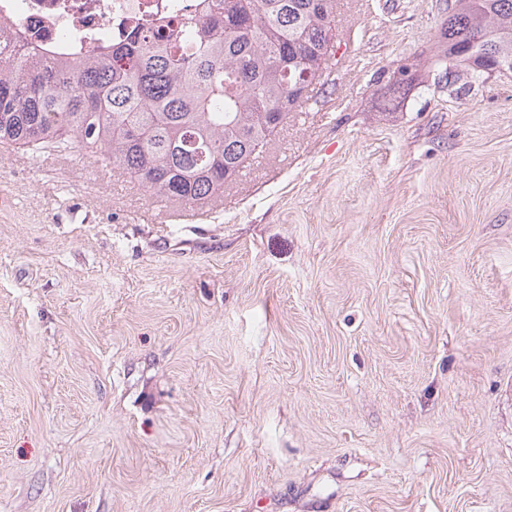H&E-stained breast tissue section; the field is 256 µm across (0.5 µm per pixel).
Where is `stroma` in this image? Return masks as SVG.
Listing matches in <instances>:
<instances>
[{
  "label": "stroma",
  "instance_id": "obj_1",
  "mask_svg": "<svg viewBox=\"0 0 512 512\" xmlns=\"http://www.w3.org/2000/svg\"><path fill=\"white\" fill-rule=\"evenodd\" d=\"M447 7L336 0L192 208L0 153V512H512V73L446 85Z\"/></svg>",
  "mask_w": 512,
  "mask_h": 512
}]
</instances>
